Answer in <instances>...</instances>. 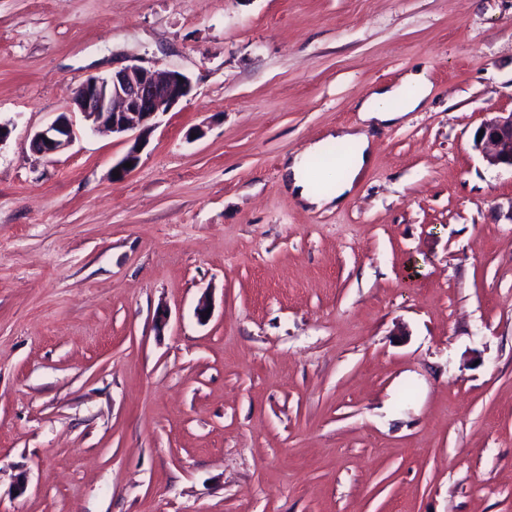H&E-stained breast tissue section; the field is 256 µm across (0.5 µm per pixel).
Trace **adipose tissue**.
<instances>
[{"mask_svg":"<svg viewBox=\"0 0 512 512\" xmlns=\"http://www.w3.org/2000/svg\"><path fill=\"white\" fill-rule=\"evenodd\" d=\"M429 93V78L422 69L407 71L396 82L374 89L356 105L359 127L340 128L335 132V140L352 143L355 150L331 173V191L317 192L310 170L311 158L323 151L324 144L320 141L286 159L283 165L285 188L309 209H333L343 205L351 198L362 172L372 162V143L364 134V127L399 123L408 113L418 110Z\"/></svg>","mask_w":512,"mask_h":512,"instance_id":"ef3b65f1","label":"adipose tissue"}]
</instances>
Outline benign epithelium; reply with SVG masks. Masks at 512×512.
Here are the masks:
<instances>
[{"label": "benign epithelium", "instance_id": "7a95c632", "mask_svg": "<svg viewBox=\"0 0 512 512\" xmlns=\"http://www.w3.org/2000/svg\"><path fill=\"white\" fill-rule=\"evenodd\" d=\"M193 91L190 78L179 70L156 71L139 65L125 66L108 75H92L76 88L69 111L58 115L33 134L30 147L43 156L67 149L75 138V115H81L85 130L110 132L130 143L125 156L113 169L124 175L125 164L137 166L150 134L161 115L171 111ZM482 138L474 149L493 167L512 168V111L485 121Z\"/></svg>", "mask_w": 512, "mask_h": 512}]
</instances>
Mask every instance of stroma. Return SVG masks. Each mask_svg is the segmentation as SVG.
Listing matches in <instances>:
<instances>
[{
    "label": "stroma",
    "instance_id": "35a3bbf8",
    "mask_svg": "<svg viewBox=\"0 0 512 512\" xmlns=\"http://www.w3.org/2000/svg\"><path fill=\"white\" fill-rule=\"evenodd\" d=\"M131 64L194 86L134 170L31 150ZM416 67L301 206L284 159ZM510 110L512 0H0V512H512ZM429 93L427 72L422 69L409 70L396 82L380 86L358 101L356 111L359 122L366 127L395 125L409 112L418 110ZM481 129L484 133L481 140H477ZM474 149L489 166L512 170V111L486 120L475 133ZM328 140L352 143L354 152L336 165L330 175L332 189L329 193H319L314 188V177L310 170V159L323 152ZM372 143L358 128H338L335 135L309 145L304 151L288 156L283 165L285 188L304 207L314 210L338 208L353 195L358 180L372 162Z\"/></svg>",
    "mask_w": 512,
    "mask_h": 512
}]
</instances>
